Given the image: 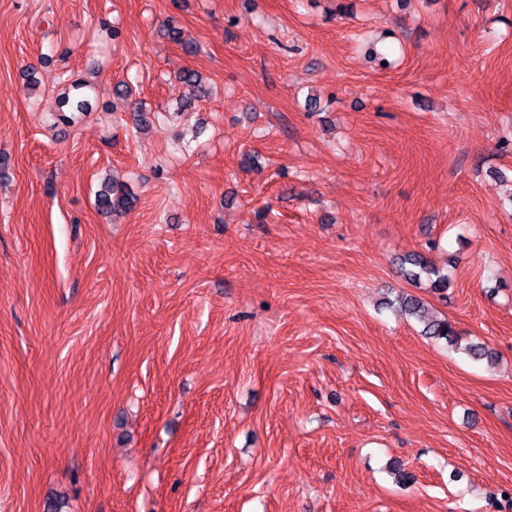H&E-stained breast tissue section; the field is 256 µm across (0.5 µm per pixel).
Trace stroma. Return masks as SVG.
<instances>
[{"label":"stroma","mask_w":512,"mask_h":512,"mask_svg":"<svg viewBox=\"0 0 512 512\" xmlns=\"http://www.w3.org/2000/svg\"><path fill=\"white\" fill-rule=\"evenodd\" d=\"M0 160V512H512V0H0ZM64 82L67 84L61 97V108L67 107L69 112H89L85 89H92V87L81 79L70 81L66 77ZM97 204L102 211L117 213L129 204L128 193L124 190L123 185L112 182V185L104 186L98 193ZM405 264H409L415 268H418L419 271L407 270L406 268H404ZM401 265H402L401 268H402L404 276H406L409 279L417 280L420 278L421 273H426L428 275H434L436 277V279L432 283L433 288H435L437 290H444V289L448 288V284H449L448 276L440 275L435 270L430 269L428 267L427 263L425 262L424 258L421 255H414L412 257L405 258L402 261ZM402 307L414 315L424 324L423 333L425 336L435 339H445L448 344L458 347L460 336L454 327L447 320H433L426 317L423 303L414 298H401ZM459 348V347H458Z\"/></svg>","instance_id":"stroma-1"}]
</instances>
